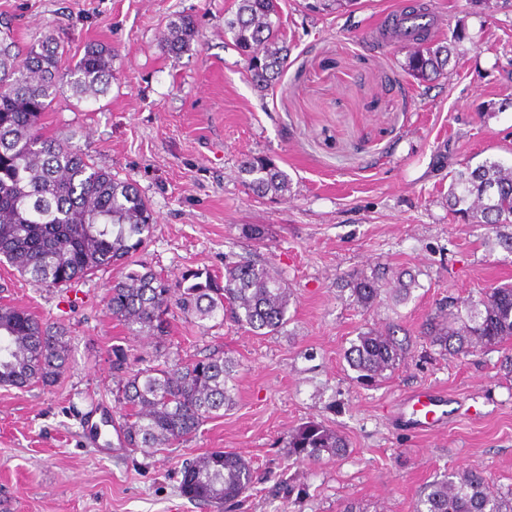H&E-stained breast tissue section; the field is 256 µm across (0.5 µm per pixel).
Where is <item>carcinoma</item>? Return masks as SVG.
Returning <instances> with one entry per match:
<instances>
[{
	"label": "carcinoma",
	"mask_w": 512,
	"mask_h": 512,
	"mask_svg": "<svg viewBox=\"0 0 512 512\" xmlns=\"http://www.w3.org/2000/svg\"><path fill=\"white\" fill-rule=\"evenodd\" d=\"M224 34L244 56L254 85L272 86L288 63L289 47L280 33V0H236ZM427 6L418 4L386 25L411 44L403 70L426 83L448 66L453 41L431 37ZM192 16L170 24L162 41L179 55L196 36ZM112 82V47L89 44L74 63L49 34L19 47L10 25L0 23V256L37 287L57 288L96 271L125 265L148 242L156 217L136 185L90 162L70 137L43 134L39 121L56 98L72 92L96 99ZM245 185L261 197L278 198L290 188L288 174L263 156L246 158ZM448 208L466 224H512V166L486 159L452 172ZM190 271L194 279L180 294L152 270H131L109 288L107 309L130 331L165 336L173 309L200 322L229 321L261 334L286 322L291 293L266 264L251 259L224 265V277ZM351 296L363 307L380 295L378 279L351 275ZM399 326L358 333L345 351L361 383H375L394 371L408 354ZM421 335L440 353L467 356L512 339V286L483 291L476 298L449 297L425 318ZM71 339L27 310L0 305V386H53L68 366ZM112 370L120 376L115 402L122 417L124 445L134 451L183 441L233 403L236 364L212 353L174 368L131 369L129 355L112 349ZM288 453L301 461L346 453L347 441L316 421L288 435ZM252 465L233 451L213 450L183 466L181 494L221 512L252 489ZM415 512H512V492L494 490L483 472L463 469L430 484Z\"/></svg>",
	"instance_id": "carcinoma-1"
}]
</instances>
